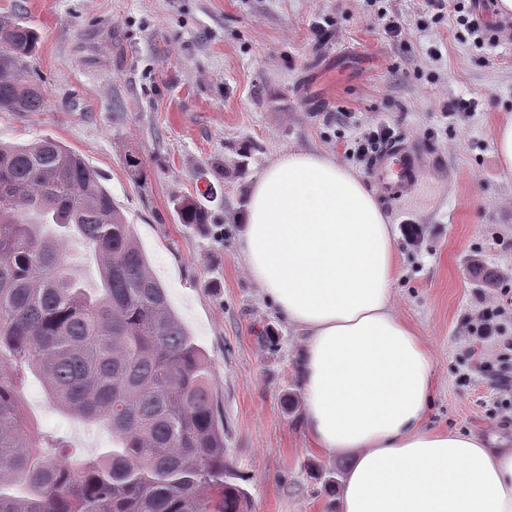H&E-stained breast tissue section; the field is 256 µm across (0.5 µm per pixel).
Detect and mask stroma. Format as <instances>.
<instances>
[{"label": "stroma", "instance_id": "obj_1", "mask_svg": "<svg viewBox=\"0 0 512 512\" xmlns=\"http://www.w3.org/2000/svg\"><path fill=\"white\" fill-rule=\"evenodd\" d=\"M447 2L439 13L423 0H0V17L39 35L27 69L44 98L37 112H0V142L51 138L100 175L212 366L244 512H340L349 461L305 434L302 338L241 263L239 217L289 151L328 152L372 178L354 153L370 125L427 159L413 191L377 196L398 233L396 310L436 364L427 426L512 450L498 389L512 361L474 372L463 328L485 274L512 302V175L495 149L512 119V41L462 25L471 0ZM206 182L223 206L181 223L175 200ZM21 398L39 436L76 459L111 447L109 429L54 408L32 372Z\"/></svg>", "mask_w": 512, "mask_h": 512}]
</instances>
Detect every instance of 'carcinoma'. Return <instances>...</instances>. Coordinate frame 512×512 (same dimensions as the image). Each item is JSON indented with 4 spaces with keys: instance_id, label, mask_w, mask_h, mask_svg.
Masks as SVG:
<instances>
[{
    "instance_id": "cac0c4a2",
    "label": "carcinoma",
    "mask_w": 512,
    "mask_h": 512,
    "mask_svg": "<svg viewBox=\"0 0 512 512\" xmlns=\"http://www.w3.org/2000/svg\"><path fill=\"white\" fill-rule=\"evenodd\" d=\"M37 41L0 19V112L42 107L23 70ZM56 226L94 251L101 287L82 286ZM26 367L55 408L107 426L112 449L75 461L36 441L18 402ZM213 378L97 172L51 138L0 142V512H242Z\"/></svg>"
}]
</instances>
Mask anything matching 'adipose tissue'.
<instances>
[{
  "instance_id": "1",
  "label": "adipose tissue",
  "mask_w": 512,
  "mask_h": 512,
  "mask_svg": "<svg viewBox=\"0 0 512 512\" xmlns=\"http://www.w3.org/2000/svg\"><path fill=\"white\" fill-rule=\"evenodd\" d=\"M239 257L305 336L308 437L354 461L341 512H512V452L427 428L434 359L394 309L395 228L328 153L277 157L252 186Z\"/></svg>"
}]
</instances>
